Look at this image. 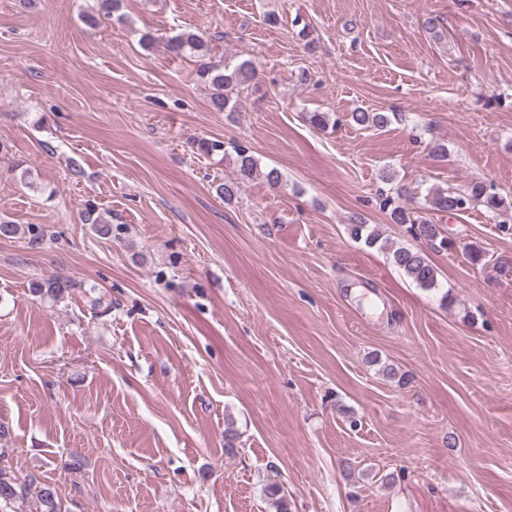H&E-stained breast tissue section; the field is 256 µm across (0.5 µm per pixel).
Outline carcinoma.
<instances>
[{
  "mask_svg": "<svg viewBox=\"0 0 512 512\" xmlns=\"http://www.w3.org/2000/svg\"><path fill=\"white\" fill-rule=\"evenodd\" d=\"M120 0H96L95 11L84 16L85 24L97 28L102 22L112 18L118 9ZM169 50L177 55L190 52L198 54L205 49L204 35L201 32L185 31L168 44ZM198 77L210 87V105L216 112H233L237 103L232 99V90L244 86L255 78V71L250 63L242 62L229 69L224 65L203 62L198 70ZM351 119L357 126L365 129H381L388 125L390 116L384 112H354ZM236 165L239 178L243 181L251 179L258 173L255 158L244 148L235 149ZM475 203L482 204L487 211L500 214L506 210L504 198L495 190L491 183L472 181L462 188L450 187L438 190L428 199L431 209L448 212L452 215L463 213ZM383 208L389 209L390 219L395 224L407 225V232L420 241L418 245H393L383 239L382 231L375 225L366 224L353 218L347 224L350 237L362 241L369 247L387 250L391 262L403 274L425 291L440 290L438 268L430 257V252L448 251L455 243L448 239L439 225L434 224L419 212L407 208L389 196L383 200ZM96 208L88 203L82 211V221L95 226L96 232L108 237L112 235V225L95 216ZM82 287V283L66 276L54 274L32 283V292L43 302L56 305L65 301L71 291ZM37 488L35 512H62V505L55 487L38 483L30 477L20 482L6 476L0 470V502H11L28 495L30 488Z\"/></svg>",
  "mask_w": 512,
  "mask_h": 512,
  "instance_id": "obj_1",
  "label": "carcinoma"
}]
</instances>
